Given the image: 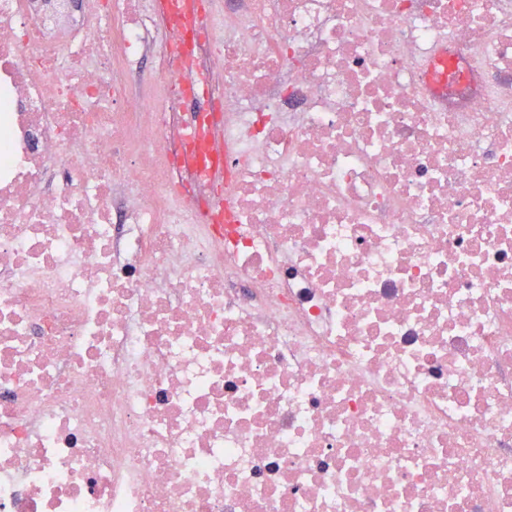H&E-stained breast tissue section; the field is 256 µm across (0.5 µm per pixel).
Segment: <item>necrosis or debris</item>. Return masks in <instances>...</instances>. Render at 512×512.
<instances>
[{
	"label": "necrosis or debris",
	"instance_id": "obj_1",
	"mask_svg": "<svg viewBox=\"0 0 512 512\" xmlns=\"http://www.w3.org/2000/svg\"><path fill=\"white\" fill-rule=\"evenodd\" d=\"M198 7L0 0V512H512V0Z\"/></svg>",
	"mask_w": 512,
	"mask_h": 512
}]
</instances>
